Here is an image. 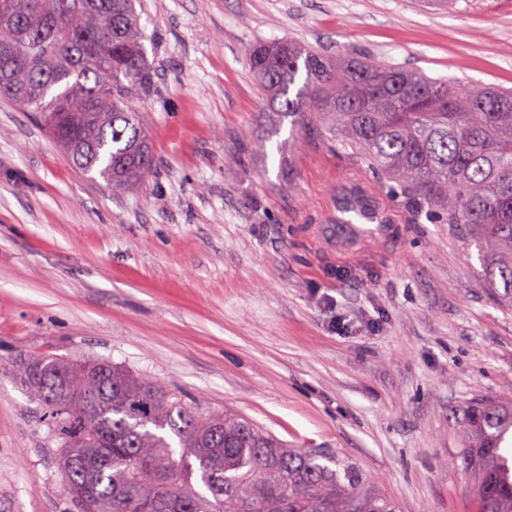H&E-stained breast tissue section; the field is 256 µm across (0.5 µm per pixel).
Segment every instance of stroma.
Instances as JSON below:
<instances>
[{
    "label": "stroma",
    "instance_id": "1",
    "mask_svg": "<svg viewBox=\"0 0 512 512\" xmlns=\"http://www.w3.org/2000/svg\"><path fill=\"white\" fill-rule=\"evenodd\" d=\"M153 168L112 194L0 101V512H70L21 350L104 358L340 452L399 512H476L455 426L512 398V310L462 229L268 108L246 47L293 39L512 89V0H143ZM355 177L392 240L314 234Z\"/></svg>",
    "mask_w": 512,
    "mask_h": 512
}]
</instances>
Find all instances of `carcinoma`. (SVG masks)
I'll return each instance as SVG.
<instances>
[{
    "instance_id": "cac0c4a2",
    "label": "carcinoma",
    "mask_w": 512,
    "mask_h": 512,
    "mask_svg": "<svg viewBox=\"0 0 512 512\" xmlns=\"http://www.w3.org/2000/svg\"><path fill=\"white\" fill-rule=\"evenodd\" d=\"M136 3L0 0V98L38 113L73 165L114 192L153 166L137 111L154 84ZM245 54L281 119L320 124L397 185L411 216L464 226L512 308V90L293 40ZM11 365L59 442L74 512H397L352 459L289 448L109 360L20 351ZM461 437L477 512H512V400L471 401Z\"/></svg>"
}]
</instances>
